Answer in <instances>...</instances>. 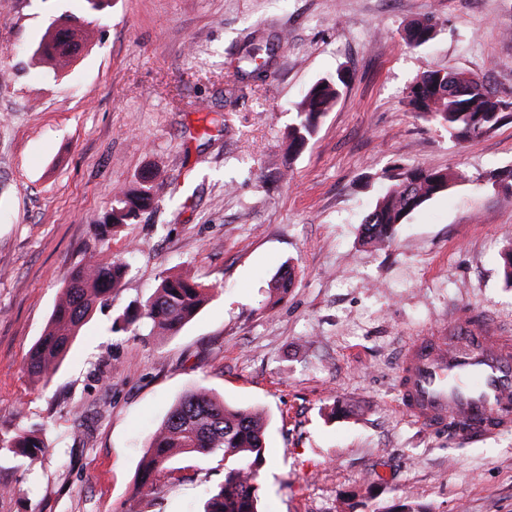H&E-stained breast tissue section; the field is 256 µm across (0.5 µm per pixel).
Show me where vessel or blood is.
Wrapping results in <instances>:
<instances>
[{
	"mask_svg": "<svg viewBox=\"0 0 512 512\" xmlns=\"http://www.w3.org/2000/svg\"><path fill=\"white\" fill-rule=\"evenodd\" d=\"M403 412L423 428L475 442L512 429V338L469 316L421 336L397 372Z\"/></svg>",
	"mask_w": 512,
	"mask_h": 512,
	"instance_id": "1",
	"label": "vessel or blood"
}]
</instances>
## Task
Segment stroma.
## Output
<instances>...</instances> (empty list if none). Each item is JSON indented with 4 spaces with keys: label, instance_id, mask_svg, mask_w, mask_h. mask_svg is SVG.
<instances>
[{
    "label": "stroma",
    "instance_id": "1",
    "mask_svg": "<svg viewBox=\"0 0 512 512\" xmlns=\"http://www.w3.org/2000/svg\"><path fill=\"white\" fill-rule=\"evenodd\" d=\"M88 43L53 74L32 51L63 12ZM433 17L428 45L407 43ZM270 44L265 80L241 78ZM488 75L512 97V0H0V437L42 428L28 468L0 453V512H203L219 457L159 476L133 498L154 431L204 386L266 415L263 512H512V431L464 443L399 408L396 375L414 339L476 314L512 336V123L463 143L419 118L423 71ZM352 80L297 154L294 108L316 80ZM414 166L460 180L382 246L361 221ZM156 172L154 210L98 240L111 200ZM128 262L110 305L81 329L48 385L25 356L73 266ZM294 285L275 306L285 266ZM211 298L173 336L113 332L163 277Z\"/></svg>",
    "mask_w": 512,
    "mask_h": 512
}]
</instances>
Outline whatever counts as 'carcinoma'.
<instances>
[{"mask_svg":"<svg viewBox=\"0 0 512 512\" xmlns=\"http://www.w3.org/2000/svg\"><path fill=\"white\" fill-rule=\"evenodd\" d=\"M436 24L426 18L415 23L406 40L420 47L434 39ZM86 43V30L76 16H61L45 31L33 51L39 62L53 63L57 56L72 61ZM434 71L422 72L408 86L406 99L411 111L434 122L461 142L485 136L506 123L512 113L498 111L503 100L486 78L470 72H448V82L436 84ZM349 81L348 74L317 80L296 106L294 123L288 128V153H297L316 134L321 118L338 102ZM393 184L362 219L363 239L382 245L392 239L397 226L434 197L456 185L453 170L410 167L390 175ZM151 177L144 176L112 201L101 224L94 225L97 238L104 240L114 228L139 216L155 204ZM129 265L118 258L108 263L91 259L69 273L54 306L48 325L25 359L28 377L43 385L52 380L93 310L112 299V292L125 279ZM294 270L283 269L269 285L270 296L282 300L293 286ZM211 298L210 289L181 275L164 277L154 297L143 308L118 316L112 332L137 330L174 336L197 316ZM265 418L257 410L227 405L204 387L185 392L155 432L141 461L134 496L151 504L157 477L171 474V460L178 455L209 457L222 455L224 480L208 494L204 512H260V478L266 465ZM0 446L28 467L41 459L42 429L16 433Z\"/></svg>","mask_w":512,"mask_h":512,"instance_id":"cac0c4a2","label":"carcinoma"}]
</instances>
